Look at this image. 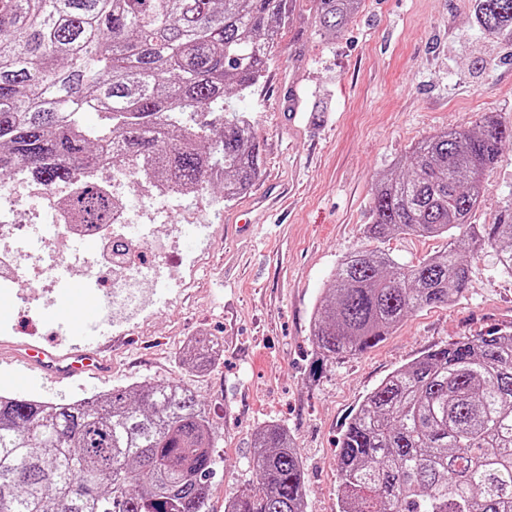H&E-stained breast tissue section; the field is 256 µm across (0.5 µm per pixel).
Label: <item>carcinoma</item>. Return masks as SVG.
I'll return each mask as SVG.
<instances>
[{
	"label": "carcinoma",
	"instance_id": "1",
	"mask_svg": "<svg viewBox=\"0 0 512 512\" xmlns=\"http://www.w3.org/2000/svg\"><path fill=\"white\" fill-rule=\"evenodd\" d=\"M337 38L361 0H316ZM289 0H0V175L44 186L88 165L119 164L231 201L254 182L251 118L228 103L267 70ZM489 36L512 35V0H474ZM100 122L90 126L84 113ZM512 142L488 115L440 131L382 174L363 234L447 239L402 265L362 249L337 265L312 316L323 361L362 354L407 314L462 297L467 256L496 254L512 274V213L469 223L485 172ZM115 202L94 183L65 200L79 224H105ZM211 336L179 359L216 360ZM218 427L177 383L132 384L84 401L0 395V512H209ZM256 481L224 512H305V474L288 431L255 435ZM341 512H512V331L429 350L389 374L339 441Z\"/></svg>",
	"mask_w": 512,
	"mask_h": 512
}]
</instances>
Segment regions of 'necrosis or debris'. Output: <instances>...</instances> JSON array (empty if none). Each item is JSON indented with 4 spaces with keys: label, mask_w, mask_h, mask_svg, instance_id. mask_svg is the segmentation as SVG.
Masks as SVG:
<instances>
[{
    "label": "necrosis or debris",
    "mask_w": 512,
    "mask_h": 512,
    "mask_svg": "<svg viewBox=\"0 0 512 512\" xmlns=\"http://www.w3.org/2000/svg\"><path fill=\"white\" fill-rule=\"evenodd\" d=\"M100 179L118 204L108 224L85 228L72 224L60 203L71 186L47 189L1 181L0 274L14 283L35 281L53 288V271L59 267L92 288L101 273H112L115 282L104 303L105 318L126 327L133 325L135 314L150 308L149 290L160 277H167L172 287H185L180 269L194 264L195 257L182 251L178 238L159 239L149 231L168 208L167 192L144 190L137 172L124 167L107 170ZM86 239L96 240L94 254L77 252V243ZM146 250L157 254V262L139 263V253Z\"/></svg>",
    "instance_id": "4bbe7bcc"
}]
</instances>
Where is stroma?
<instances>
[{
    "label": "stroma",
    "mask_w": 512,
    "mask_h": 512,
    "mask_svg": "<svg viewBox=\"0 0 512 512\" xmlns=\"http://www.w3.org/2000/svg\"><path fill=\"white\" fill-rule=\"evenodd\" d=\"M234 105L247 112L261 146L259 173L243 196L207 212L211 246L187 288L163 296L130 330L92 339L112 363L109 377L49 384L30 398L81 399L144 382L190 388L220 436L210 504L251 483L255 433L275 422L295 440L307 481L306 512H339L338 441L364 398L393 371L435 346L512 326V275L493 253L470 259L458 301L410 314L375 347L318 365L311 317L337 264L365 243L369 203L385 170L439 131H468L483 113L512 123V37L486 36L472 0H362L345 34L328 38L313 0H295L264 77ZM512 208V145L486 174L474 224ZM441 237L398 235L380 251L400 263L442 250ZM28 284L7 297L0 333V392H12L22 344L68 348L73 339L45 323L47 298ZM215 336L223 352L203 373L182 366L181 348Z\"/></svg>",
    "instance_id": "stroma-1"
}]
</instances>
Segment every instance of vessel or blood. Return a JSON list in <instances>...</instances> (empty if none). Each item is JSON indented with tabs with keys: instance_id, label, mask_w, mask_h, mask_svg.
Segmentation results:
<instances>
[{
	"instance_id": "obj_1",
	"label": "vessel or blood",
	"mask_w": 512,
	"mask_h": 512,
	"mask_svg": "<svg viewBox=\"0 0 512 512\" xmlns=\"http://www.w3.org/2000/svg\"><path fill=\"white\" fill-rule=\"evenodd\" d=\"M49 324L69 328L86 336H102L106 333L102 307L96 297L85 295L72 303L50 306L44 312ZM24 368L13 383L17 389L29 387L31 376H39L47 382H64L84 376L100 377L110 372L111 366L99 352L77 344L66 352L49 350L39 345H26L21 355Z\"/></svg>"
}]
</instances>
